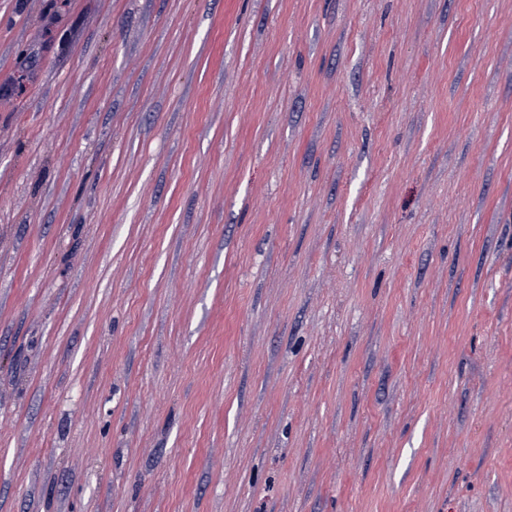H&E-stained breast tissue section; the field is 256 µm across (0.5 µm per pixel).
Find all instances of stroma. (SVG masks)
<instances>
[{
	"label": "stroma",
	"mask_w": 512,
	"mask_h": 512,
	"mask_svg": "<svg viewBox=\"0 0 512 512\" xmlns=\"http://www.w3.org/2000/svg\"><path fill=\"white\" fill-rule=\"evenodd\" d=\"M0 512H512V0H0Z\"/></svg>",
	"instance_id": "obj_1"
}]
</instances>
